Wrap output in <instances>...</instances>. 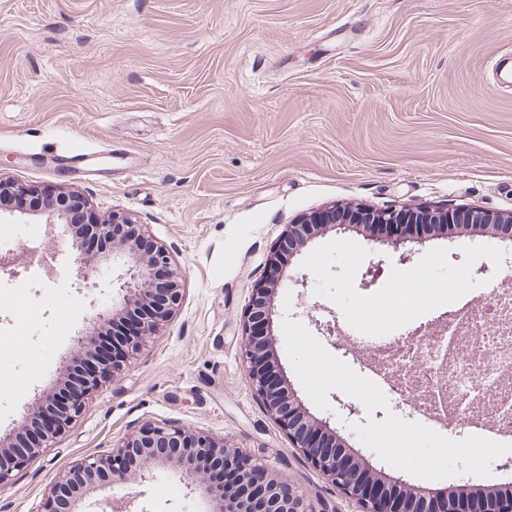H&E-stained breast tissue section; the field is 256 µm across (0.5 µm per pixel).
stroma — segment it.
Instances as JSON below:
<instances>
[{
	"label": "stroma",
	"instance_id": "stroma-1",
	"mask_svg": "<svg viewBox=\"0 0 512 512\" xmlns=\"http://www.w3.org/2000/svg\"><path fill=\"white\" fill-rule=\"evenodd\" d=\"M512 50V0H0V175L81 196L101 217L143 224L182 273L160 333L44 453L0 486V512H44L76 460L147 423L203 430L272 466L314 512H354L289 445L242 364L252 284L287 225L335 205L512 210V87L492 65ZM79 150L89 165L72 168ZM23 270L0 276V442L35 394L55 390L77 337L122 271L95 257L89 290L58 258L43 218L3 214ZM56 254V272L28 264ZM512 258L485 231L413 242L324 232L288 262L275 304L373 378L350 323L404 301L407 328L479 294ZM384 259L369 288L358 282ZM161 464L128 487L135 512H216Z\"/></svg>",
	"mask_w": 512,
	"mask_h": 512
}]
</instances>
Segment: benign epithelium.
<instances>
[{
  "mask_svg": "<svg viewBox=\"0 0 512 512\" xmlns=\"http://www.w3.org/2000/svg\"><path fill=\"white\" fill-rule=\"evenodd\" d=\"M25 196L40 199L43 206L39 213L46 216V223L62 225L63 235L67 236L65 245L76 264L83 265L86 237L93 236L119 247L118 255L124 259L122 295L112 302V309L97 313L96 318L126 315L133 318L136 326L135 334L123 341L122 360L104 364L102 371L87 377L78 391L71 392L64 385L56 393L35 395L33 404L41 412L53 409L63 396L67 408L44 425L36 443L25 448L10 445L0 449V486L11 480L13 472L44 452L79 417L89 392L109 373L120 369L147 338L156 335L182 298L181 277L168 251L158 244L151 245L146 253L141 251L139 243L146 239L145 231L131 217L114 212L109 220L103 221L85 200L70 191L42 195L0 177V213L11 204L23 208ZM354 224L370 228L375 240L398 251L414 241V231L407 228L409 224H419L427 233L440 231L448 235L464 225H492L499 234L511 236L512 212L493 213L469 207L411 210L334 206L289 225L268 257L265 276L252 286L244 312L241 355L255 396L288 436L292 447L356 505V512H512V496L477 500L466 492L465 483L456 485V491L449 495H441L430 486H422L420 492L412 494L407 491L409 482L405 479L398 477L395 485L387 487L370 470L345 464L342 453L336 450L341 436L339 428L328 420L313 421L291 388L286 371L273 352L277 340L275 294L280 283L271 276V270L281 271L287 255L299 250L320 231L331 229L344 233ZM383 264L381 259L371 262L362 274L360 285L364 288L374 285ZM163 461L179 465L184 485L190 491L200 483L211 481L220 469L237 472V486L224 489L217 512H312L304 499L285 482L273 478L265 465L252 463L238 449L228 448L204 432L166 423L145 424L112 448V452L75 462L51 488L47 512H69L71 502L80 498L86 487L101 484L123 488L134 473L151 470Z\"/></svg>",
  "mask_w": 512,
  "mask_h": 512,
  "instance_id": "7a95c632",
  "label": "benign epithelium"
}]
</instances>
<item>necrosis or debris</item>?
Masks as SVG:
<instances>
[{"label":"necrosis or debris","mask_w":512,"mask_h":512,"mask_svg":"<svg viewBox=\"0 0 512 512\" xmlns=\"http://www.w3.org/2000/svg\"><path fill=\"white\" fill-rule=\"evenodd\" d=\"M398 312L354 332L394 400L438 424L512 436V278L452 310L431 336L396 332Z\"/></svg>","instance_id":"4bbe7bcc"}]
</instances>
